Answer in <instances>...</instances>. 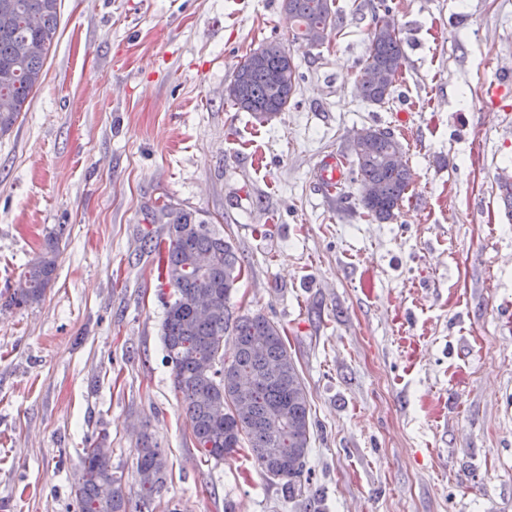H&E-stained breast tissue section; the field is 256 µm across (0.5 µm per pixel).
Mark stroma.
I'll list each match as a JSON object with an SVG mask.
<instances>
[{
    "label": "stroma",
    "instance_id": "obj_1",
    "mask_svg": "<svg viewBox=\"0 0 512 512\" xmlns=\"http://www.w3.org/2000/svg\"><path fill=\"white\" fill-rule=\"evenodd\" d=\"M405 63L360 98L378 0H336L323 45L281 0H61L43 81L0 137V507L78 512L105 436L130 500L136 445L167 458L142 512H512V0H385ZM301 74L266 121L224 87L263 42ZM391 131L412 174L394 220L358 201L352 134ZM338 163L340 192L318 175ZM211 217L246 270L230 305L284 327L311 415L310 486L288 498L248 449L204 461L161 339L144 248L166 202ZM58 241L44 299L14 306Z\"/></svg>",
    "mask_w": 512,
    "mask_h": 512
}]
</instances>
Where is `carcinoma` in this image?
I'll list each match as a JSON object with an SVG mask.
<instances>
[{
	"label": "carcinoma",
	"instance_id": "carcinoma-1",
	"mask_svg": "<svg viewBox=\"0 0 512 512\" xmlns=\"http://www.w3.org/2000/svg\"><path fill=\"white\" fill-rule=\"evenodd\" d=\"M384 14L374 13L366 60L357 81L359 96L383 104L394 92L404 64L400 32ZM296 22L294 39L307 47L323 44L338 28L336 0H283ZM60 0H0V135L18 120L43 79L45 60L58 32ZM276 40L263 43L241 60L234 71L241 96L237 109L259 120L288 110L300 80L298 66ZM369 69L388 76L385 83L365 78ZM367 139L349 144L352 174L359 202L376 221L395 217L409 189L410 172L394 155L401 144L385 130L367 128ZM153 219L166 225L167 281L162 341L172 364L174 385L181 395L192 440L202 455L216 461L247 448L258 468L282 482L288 497L309 486L306 460L310 451V408L306 387L288 351L282 326L261 312L236 315L229 301L245 266L233 245L214 231L203 214L172 202L159 206ZM57 243L28 262L11 296L16 305L40 303L56 268ZM211 306L197 308L200 287ZM234 343L232 359H224V338ZM82 472L75 490L78 512H140L131 504L121 479L112 472L111 456L92 443L82 452ZM166 456L143 435L136 448L142 498L164 485Z\"/></svg>",
	"mask_w": 512,
	"mask_h": 512
}]
</instances>
